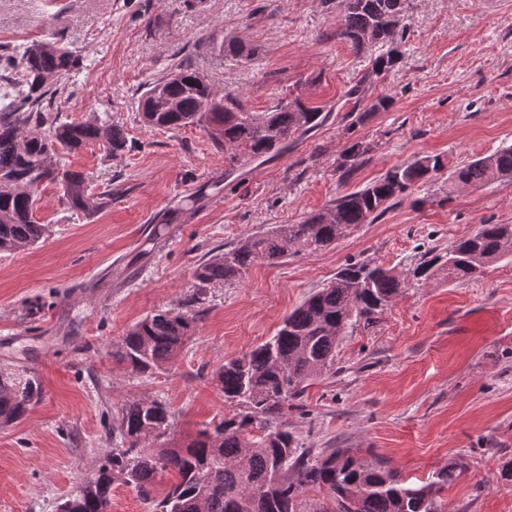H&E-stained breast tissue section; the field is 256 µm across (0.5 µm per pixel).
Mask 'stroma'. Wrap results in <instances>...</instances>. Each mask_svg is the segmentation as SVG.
<instances>
[{
	"label": "stroma",
	"mask_w": 512,
	"mask_h": 512,
	"mask_svg": "<svg viewBox=\"0 0 512 512\" xmlns=\"http://www.w3.org/2000/svg\"><path fill=\"white\" fill-rule=\"evenodd\" d=\"M403 23L401 62L372 89L393 104L353 127L347 92L369 58L337 39L336 11L322 0H0V44L51 34L83 56L57 100L63 119H105L127 137L117 156L93 145L64 157L92 191L116 188L110 207L85 215L43 184L45 241L0 253V365L42 385L22 420L0 425V512H56L116 446L110 431L126 401L166 403L178 446L220 422L228 408L213 372L273 336L346 260L409 273L481 225L512 224V179L450 183L462 163L512 146V0H408ZM232 37L261 55L224 57L217 46ZM176 63L248 111L298 85L330 116L277 155L229 166L202 128L141 122L146 84ZM356 139L371 151L341 176L340 154ZM435 154L445 171L336 246L211 284L168 369L139 374L113 358L135 322L193 295L201 260ZM288 430L311 459L349 448L411 482L464 466L441 494L445 512H512V481L501 476L512 462V257L476 280L405 289L374 326L348 329L335 371L308 382Z\"/></svg>",
	"instance_id": "1"
}]
</instances>
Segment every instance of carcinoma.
Segmentation results:
<instances>
[{"label": "carcinoma", "instance_id": "cac0c4a2", "mask_svg": "<svg viewBox=\"0 0 512 512\" xmlns=\"http://www.w3.org/2000/svg\"><path fill=\"white\" fill-rule=\"evenodd\" d=\"M407 0H336V38L357 54L379 46L383 52L348 91L359 106L373 84L395 68L402 52L397 42ZM224 56L249 61L260 47L240 38L219 46ZM81 58L54 37L33 41L15 52L0 45V252L38 243L46 225L35 219L38 191L56 183L70 207L95 215L112 204V189L92 192L84 175L66 167L63 156L98 144L110 154L125 150L124 130L105 121L69 122L50 118L46 106L64 92ZM393 98L381 95L351 118L348 129L371 112H386ZM141 122L150 128H216L215 147L229 166L278 151L288 139L307 135L328 114L299 97H280L266 112L248 111L240 97L221 95L196 72L176 67L147 85L138 99ZM369 146L352 142L339 165L342 175L365 161ZM445 169L440 156L417 157L381 178L345 193L323 211L298 224L275 225L241 238L237 244L199 263L196 291L175 308L151 313L131 326L114 357L131 371L145 373L174 363L195 331L205 289L217 281L238 279L255 262L274 264L291 254L325 250L362 224H372L402 201L417 184ZM512 178V146L479 156L452 173V184L487 185ZM512 256V224H483L442 254L420 262L413 277L429 280L473 279L492 263ZM411 287L394 268L349 260L324 287L310 294L265 342L224 361L213 375L232 413L203 429L180 448H148L166 438L173 413L156 399L122 404L118 413L123 447L104 454L78 489L58 505V512H109L112 484L129 485L148 502V512H303L306 488L327 492L332 509L318 512H442L438 494L464 473L448 466L420 483L407 482L381 463H369L348 448H336L314 462L298 452L294 436L283 426L288 411L299 408L305 383L333 370L336 346L347 329L366 324ZM41 394L39 379L26 371L0 367V425L24 417ZM175 474L163 495L156 482Z\"/></svg>", "mask_w": 512, "mask_h": 512}]
</instances>
